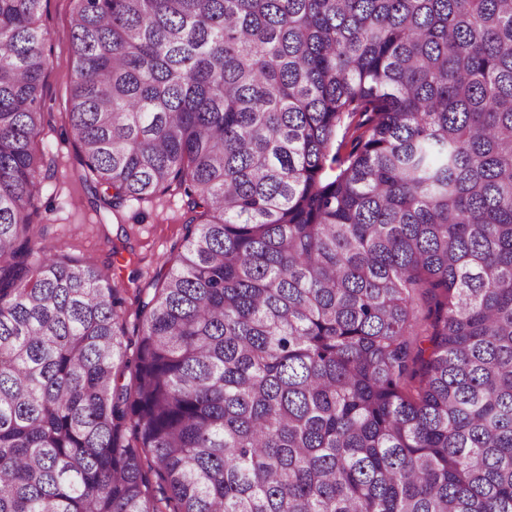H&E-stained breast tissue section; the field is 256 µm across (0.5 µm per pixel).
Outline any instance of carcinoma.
<instances>
[{"mask_svg":"<svg viewBox=\"0 0 512 512\" xmlns=\"http://www.w3.org/2000/svg\"><path fill=\"white\" fill-rule=\"evenodd\" d=\"M42 2L0 0V512H512V0H73L80 179L186 209L132 350L32 222ZM362 120L363 118L359 116L346 120L345 125L336 137V152H338L341 159L347 157L355 142L356 136L364 130L360 125Z\"/></svg>","mask_w":512,"mask_h":512,"instance_id":"obj_1","label":"carcinoma"}]
</instances>
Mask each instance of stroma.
Wrapping results in <instances>:
<instances>
[{
    "label": "stroma",
    "instance_id": "obj_1",
    "mask_svg": "<svg viewBox=\"0 0 512 512\" xmlns=\"http://www.w3.org/2000/svg\"><path fill=\"white\" fill-rule=\"evenodd\" d=\"M72 0H44L42 22L51 38L46 47L44 77L45 124L34 139L47 151L57 176L42 192L36 222L46 239L63 252L92 259L105 276H128L141 269L152 278L160 261L170 258L182 234L184 206L177 196L162 195L149 202H127L119 215L93 210L78 179L82 168L70 138L67 110L72 76ZM127 240L123 265H113L112 248Z\"/></svg>",
    "mask_w": 512,
    "mask_h": 512
}]
</instances>
